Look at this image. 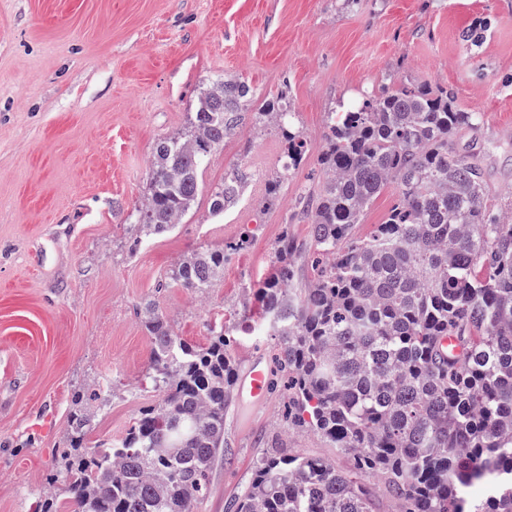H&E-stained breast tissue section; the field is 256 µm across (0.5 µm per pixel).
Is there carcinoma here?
<instances>
[{
	"instance_id": "obj_1",
	"label": "carcinoma",
	"mask_w": 512,
	"mask_h": 512,
	"mask_svg": "<svg viewBox=\"0 0 512 512\" xmlns=\"http://www.w3.org/2000/svg\"><path fill=\"white\" fill-rule=\"evenodd\" d=\"M246 112L285 141L275 204L306 152L288 92L259 103L244 79H216L187 126L156 143L132 247L189 213L199 172ZM476 119L448 88L402 76L327 113L323 180L299 198L318 255L311 285L292 287L297 246L283 235L258 315L288 380V430L320 435L352 466L275 447L232 512H512V194L491 204L483 170L455 146ZM244 181L236 170L211 190L212 215ZM391 185L385 221L354 236ZM244 244L183 256L162 287L205 292L224 277V250ZM140 318L160 401L118 443L91 448L106 402L74 391L58 458L66 497L46 492L34 512H195L203 499L234 397L229 332L221 322L195 345L153 302Z\"/></svg>"
}]
</instances>
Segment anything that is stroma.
<instances>
[{"mask_svg": "<svg viewBox=\"0 0 512 512\" xmlns=\"http://www.w3.org/2000/svg\"><path fill=\"white\" fill-rule=\"evenodd\" d=\"M484 40H463L471 28ZM452 90L477 113L455 138L483 167L492 199L512 192V0H0V512H32L54 467L74 390L108 402L89 446L119 440L158 392L146 388L149 340L137 316L154 302L202 344L233 328L238 370L274 365L251 291L269 276L281 236L298 246L296 285L312 279L310 226L298 196L320 181L325 116L391 72ZM259 97L288 90L307 142L279 202L268 182L284 144L244 120L203 169L194 208L130 251L157 141L176 132L224 74ZM247 179L223 216L210 191L234 168ZM248 237L205 293L157 283L184 254ZM283 380L264 404L234 397L224 452L198 512H229L254 462L279 445L336 458L319 435L289 431Z\"/></svg>", "mask_w": 512, "mask_h": 512, "instance_id": "obj_1", "label": "stroma"}]
</instances>
